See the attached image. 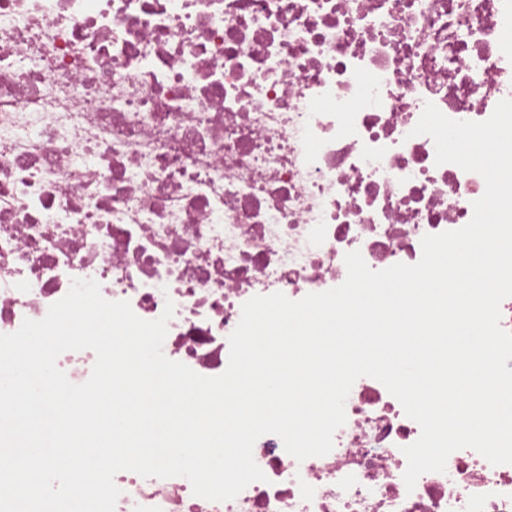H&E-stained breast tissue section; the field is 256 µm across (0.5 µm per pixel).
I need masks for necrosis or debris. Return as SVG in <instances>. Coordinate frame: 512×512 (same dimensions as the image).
Segmentation results:
<instances>
[{"label":"necrosis or debris","mask_w":512,"mask_h":512,"mask_svg":"<svg viewBox=\"0 0 512 512\" xmlns=\"http://www.w3.org/2000/svg\"><path fill=\"white\" fill-rule=\"evenodd\" d=\"M504 99L512 0H0V334L92 279L144 320L173 302L164 355L220 375L253 296L466 225L484 179L412 130ZM345 412L322 457L259 437L234 499L124 470L114 512H512V464L469 448L407 489L420 427L379 381Z\"/></svg>","instance_id":"4bbe7bcc"}]
</instances>
